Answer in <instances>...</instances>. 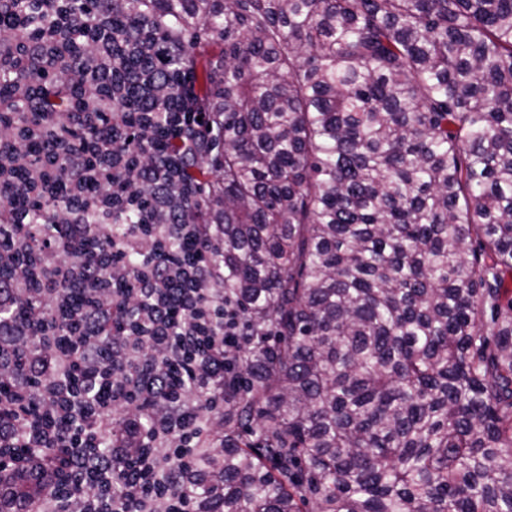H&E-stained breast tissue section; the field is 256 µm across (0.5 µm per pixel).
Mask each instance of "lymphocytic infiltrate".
<instances>
[{
	"mask_svg": "<svg viewBox=\"0 0 512 512\" xmlns=\"http://www.w3.org/2000/svg\"><path fill=\"white\" fill-rule=\"evenodd\" d=\"M109 23L108 0H99L83 20L84 28L97 35ZM70 38V32L60 31L53 40L36 42L26 30L14 32L19 66L37 69L54 55L68 71L65 90L89 80L107 87L66 117L70 132L61 131V121L51 114L42 126L10 129L7 139L15 150L0 159V300L40 299L9 329H0V380L9 384L8 394L0 396V440L25 443L4 464L44 475L40 491L15 507L17 512H48L50 504L63 502L68 512H197L186 470L206 439L208 416L224 410L222 381L230 372L224 351L242 343L249 331L236 305L215 297L210 287L223 278L224 267L211 255L200 225L142 224L132 230L111 224L126 193L108 186L131 165L128 141L135 123L116 109L112 52L104 38L98 35L96 55L75 68L61 54ZM43 138L50 140L54 156L48 168L31 165L24 152L25 145ZM55 193L67 200L66 220L75 224L76 240H83L88 217L109 228L101 247L74 249L47 231L38 241L28 235L15 199ZM177 241L187 245L188 261L168 258L170 244ZM116 271L135 281V294L143 302L136 313H128L117 295L110 304L99 302L111 293ZM55 319L72 325L74 339L56 335ZM117 330L121 340L102 352ZM30 345L36 352L29 375L21 379L10 355ZM151 351L167 352L171 359L165 375L147 387L142 374ZM107 356L121 370V389L103 382L87 393L84 381L71 371L74 360L99 374ZM159 403L166 405L165 413H156ZM24 404L49 409L40 431L20 418L2 419V411ZM116 405L134 410L121 428L113 425ZM200 406L208 416L197 414ZM138 447L144 453L133 477L117 480L113 456ZM61 471L71 473L72 486L56 482Z\"/></svg>",
	"mask_w": 512,
	"mask_h": 512,
	"instance_id": "lymphocytic-infiltrate-1",
	"label": "lymphocytic infiltrate"
}]
</instances>
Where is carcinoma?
Masks as SVG:
<instances>
[{
	"instance_id": "obj_1",
	"label": "carcinoma",
	"mask_w": 512,
	"mask_h": 512,
	"mask_svg": "<svg viewBox=\"0 0 512 512\" xmlns=\"http://www.w3.org/2000/svg\"><path fill=\"white\" fill-rule=\"evenodd\" d=\"M94 0H65L78 24ZM42 39L40 0L0 22ZM162 47L158 116L125 185L167 149L189 224H214L224 298L251 336L226 353L243 383L211 418L187 477L199 512H512V0H112ZM0 69V99L38 87L52 111L102 93ZM37 125L40 109L0 112ZM203 117V126L195 120ZM59 195L30 223L65 211Z\"/></svg>"
}]
</instances>
